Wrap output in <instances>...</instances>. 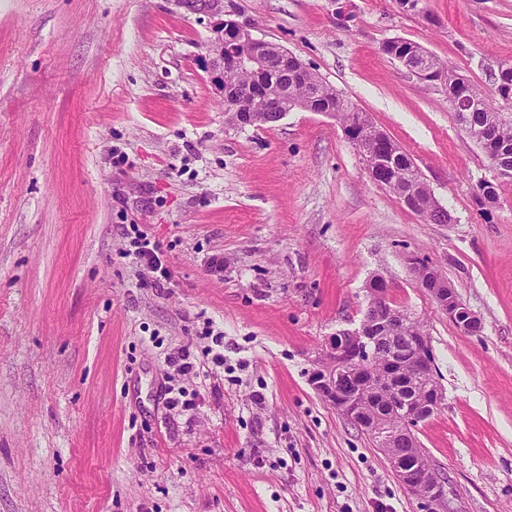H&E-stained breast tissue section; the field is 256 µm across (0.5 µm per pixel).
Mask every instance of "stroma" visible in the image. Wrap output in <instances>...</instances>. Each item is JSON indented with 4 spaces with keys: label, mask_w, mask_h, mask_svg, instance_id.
Instances as JSON below:
<instances>
[{
    "label": "stroma",
    "mask_w": 512,
    "mask_h": 512,
    "mask_svg": "<svg viewBox=\"0 0 512 512\" xmlns=\"http://www.w3.org/2000/svg\"><path fill=\"white\" fill-rule=\"evenodd\" d=\"M224 16L366 112L453 221L373 183L330 116L227 124L209 21L176 0H0V512H419L313 388L374 278L426 326L445 399L417 438L454 512H512V182L478 203L493 172L447 85L382 50L411 41L488 85L512 64V0H224ZM411 253L481 334L418 287ZM433 299L441 310L448 314L450 321L455 325L459 324L461 331L469 334L481 331L482 322L480 318L460 301L455 289L451 287L447 280H442L436 288Z\"/></svg>",
    "instance_id": "stroma-1"
}]
</instances>
